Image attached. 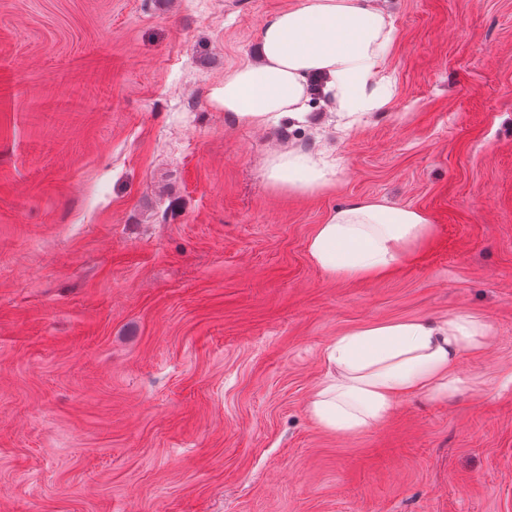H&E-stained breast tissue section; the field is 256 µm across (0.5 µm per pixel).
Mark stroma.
Masks as SVG:
<instances>
[{"instance_id":"35a3bbf8","label":"stroma","mask_w":512,"mask_h":512,"mask_svg":"<svg viewBox=\"0 0 512 512\" xmlns=\"http://www.w3.org/2000/svg\"><path fill=\"white\" fill-rule=\"evenodd\" d=\"M302 0H0V512H512V0H375L390 106L312 136L212 98ZM336 188L273 191L288 141ZM357 197L425 210L381 278L306 242ZM484 318L461 390L339 437L306 403L369 323Z\"/></svg>"}]
</instances>
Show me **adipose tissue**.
<instances>
[{
  "instance_id": "obj_1",
  "label": "adipose tissue",
  "mask_w": 512,
  "mask_h": 512,
  "mask_svg": "<svg viewBox=\"0 0 512 512\" xmlns=\"http://www.w3.org/2000/svg\"><path fill=\"white\" fill-rule=\"evenodd\" d=\"M396 30L370 0H303L262 27L260 57L224 76L215 102L236 124L268 128L287 122L303 131L309 104L328 97L345 131L383 111L393 85L383 73ZM341 167L327 150L295 144L268 154L264 177L275 190L307 196L336 187ZM432 232L429 214L379 199L346 201L316 225L308 254L327 277L383 276ZM489 327L477 316L373 323L341 333L325 351L327 370L307 405L322 430L355 436L382 423L402 400L433 401L455 393L464 355L485 350Z\"/></svg>"
}]
</instances>
